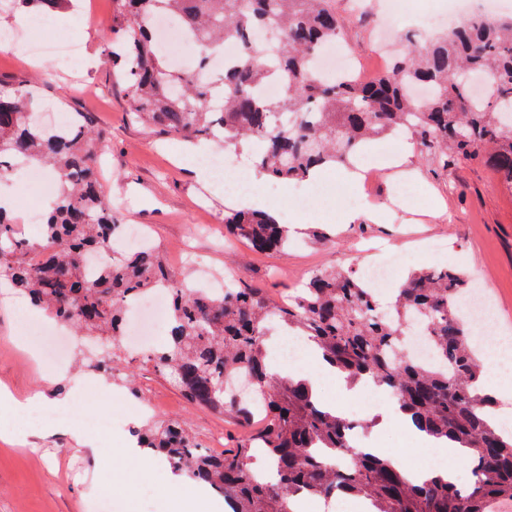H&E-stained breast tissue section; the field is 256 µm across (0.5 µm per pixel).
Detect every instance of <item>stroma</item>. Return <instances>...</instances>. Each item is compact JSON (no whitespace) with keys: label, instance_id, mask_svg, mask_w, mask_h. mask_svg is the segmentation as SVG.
<instances>
[{"label":"stroma","instance_id":"35a3bbf8","mask_svg":"<svg viewBox=\"0 0 512 512\" xmlns=\"http://www.w3.org/2000/svg\"><path fill=\"white\" fill-rule=\"evenodd\" d=\"M87 2L90 17L70 10L50 15L59 40L80 42L72 63L64 66L47 58L35 67L30 59L0 47V83L31 85L44 104L61 112L91 113L110 137L107 161L101 167L106 197L125 223L147 229L182 277L203 288L207 280L199 264L217 272L229 263L241 282L265 289L277 300L295 294L313 271H357L369 261L386 260L387 252L380 249L385 243L406 257L394 275L396 281L428 265L456 268L480 279L495 303L500 332L512 336V194L502 189L499 176L485 163L463 159L446 168L413 156L410 165L391 166L360 195L337 185L312 193L305 217L308 224L322 225L329 239L319 242L302 232L284 256L260 255L241 243L234 251H225L222 218L232 194L198 181L179 163L182 135L132 118L126 87L115 81L103 52L112 0ZM357 4L380 14L385 0H336L344 39L360 64L375 74L388 63L370 56L376 33L351 19ZM362 203L378 210V221L341 223L346 209ZM424 238L447 241V251L422 254L419 242ZM27 313V308L0 298V388L21 399L37 392L53 398L62 392L72 400L28 424L26 436L0 432V512H174L176 495L161 484H152L151 494L139 496L133 487L109 481L113 468L122 462L118 450L126 446L127 435L116 432L107 437L88 430L78 441L60 431V423L68 416L98 415L138 428L149 420L138 413V405L151 403L159 419L183 420L204 447L213 435L230 433L224 415L189 405L168 377L138 356L119 362L120 372L129 379L112 380L120 397L106 399L97 387L102 374L73 358L55 366L42 355L29 354L17 333L18 321Z\"/></svg>","mask_w":512,"mask_h":512}]
</instances>
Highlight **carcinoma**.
Masks as SVG:
<instances>
[{"label": "carcinoma", "instance_id": "carcinoma-1", "mask_svg": "<svg viewBox=\"0 0 512 512\" xmlns=\"http://www.w3.org/2000/svg\"><path fill=\"white\" fill-rule=\"evenodd\" d=\"M11 2L57 11L67 0ZM113 3L104 52L145 125L226 146L248 142L254 165L288 182L407 134L422 158L445 167L487 161L512 193V18L469 19L366 83L327 82L315 63L341 36L335 0ZM161 13L203 48L192 67H175L160 50L152 19ZM228 47L234 63L201 81L208 58ZM270 81L284 83L287 93L262 94ZM36 108L28 88L0 89V179L22 158L47 167L56 183L35 240L16 237L15 221L0 208V280L104 346L91 363L102 371L120 359L128 303L167 288L168 340L144 360L190 403L233 415L243 432L234 447L212 454L176 420L148 423L135 429L141 447L224 495L232 512H293L298 496L339 493L371 500L375 512H496L512 501V433L492 425L497 402L482 390V352L457 304L469 284L464 273L416 270L387 306L352 270L315 272L286 305L236 283L221 295L189 288L154 244L116 247L121 217L107 203L95 162L107 133L87 112L75 114L68 132H51L32 119ZM224 231L259 253L288 251L283 226L260 212L224 211ZM49 239L59 248L41 251ZM273 319L315 342L351 377L385 387L427 432L469 449V486L412 484L388 462L353 450L348 418L325 411L304 385L268 372L263 342ZM415 322L430 336L432 364L403 345ZM239 374L248 376L262 408L224 386Z\"/></svg>", "mask_w": 512, "mask_h": 512}]
</instances>
